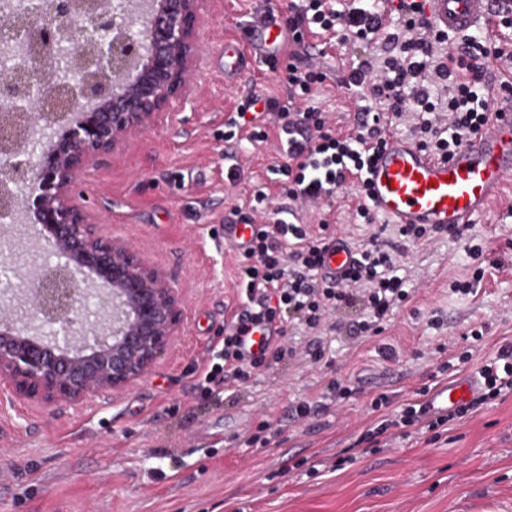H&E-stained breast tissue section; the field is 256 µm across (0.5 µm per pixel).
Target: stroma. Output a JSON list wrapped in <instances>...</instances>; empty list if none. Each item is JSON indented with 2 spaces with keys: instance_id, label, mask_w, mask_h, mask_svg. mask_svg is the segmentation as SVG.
<instances>
[{
  "instance_id": "35a3bbf8",
  "label": "stroma",
  "mask_w": 512,
  "mask_h": 512,
  "mask_svg": "<svg viewBox=\"0 0 512 512\" xmlns=\"http://www.w3.org/2000/svg\"><path fill=\"white\" fill-rule=\"evenodd\" d=\"M260 7L202 0L191 102H174L147 138L82 170L77 188L88 214L105 216L103 234L133 242L171 276L184 300L182 329L152 375L124 394L53 412L28 400L0 404L8 474L0 512H512V398L435 434L415 430L384 448L358 443L376 420L368 404L377 394L396 410L452 381L437 371L440 344L465 350L477 324L486 334L475 360L512 342V185L471 224L485 259L472 293L451 289L476 266L464 242L438 235L407 244L399 262L409 302L360 346L324 337L332 368L282 362L210 400L196 388L240 305L224 227L257 191L287 202L275 141L241 131L224 138L245 100L285 94L286 55L240 58L235 75L224 73L227 48L244 45ZM331 42V55L310 51L327 75L314 104L346 121L364 100L336 79L368 51L340 32ZM357 204L354 186L338 189L328 221L362 245L369 232L352 217ZM334 376L354 390L340 403L322 395ZM302 400L314 410L299 421L292 409ZM263 421L266 442H252Z\"/></svg>"
}]
</instances>
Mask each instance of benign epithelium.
Returning <instances> with one entry per match:
<instances>
[{"instance_id": "obj_1", "label": "benign epithelium", "mask_w": 512, "mask_h": 512, "mask_svg": "<svg viewBox=\"0 0 512 512\" xmlns=\"http://www.w3.org/2000/svg\"><path fill=\"white\" fill-rule=\"evenodd\" d=\"M24 2L0 17V397L77 407L143 381L182 327L168 274L101 234L73 188L190 99L200 0ZM15 224L55 261L19 263Z\"/></svg>"}]
</instances>
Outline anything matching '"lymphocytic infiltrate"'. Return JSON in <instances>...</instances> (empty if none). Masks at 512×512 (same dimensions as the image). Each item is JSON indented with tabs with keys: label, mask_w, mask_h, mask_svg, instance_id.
Instances as JSON below:
<instances>
[{
	"label": "lymphocytic infiltrate",
	"mask_w": 512,
	"mask_h": 512,
	"mask_svg": "<svg viewBox=\"0 0 512 512\" xmlns=\"http://www.w3.org/2000/svg\"><path fill=\"white\" fill-rule=\"evenodd\" d=\"M401 27L389 33V46L380 61L364 60L337 79L344 88H358L370 98L361 107V117L349 132L332 127L327 116L309 99L326 75L307 63L301 52L305 37L315 30L343 27L356 40L366 41L383 28L378 11L364 0L340 12L328 0H290L288 5V70L283 97L265 100L264 109L276 113L278 138L288 141L281 172L288 179L290 200L319 204L332 198L345 184V170L364 169L369 156L362 141L383 142L406 111L418 114L411 131L423 149L448 156L479 134L490 120L484 90L492 80L490 60L512 63V52L484 39L466 35L449 40L424 17L418 0H401ZM379 110H372V103ZM320 232L308 225L284 220L264 223L238 262L239 292L246 300L238 318L224 330L222 348L212 350L198 384L204 395L221 391L228 384H247L270 363L284 359L319 363L322 351L307 353L290 341H282L267 354L249 357L241 339L266 324L281 323L284 315H296L315 335L333 329L332 316L341 307L361 304L362 320L352 322L348 333L359 339L365 333L380 334L382 324L410 296L398 261L386 249L379 234H371L361 249L357 266L342 285H332L318 274L328 222ZM484 382L481 395L472 402L445 413H430L406 404L398 419H380L363 440L392 443L405 427L436 430L454 420L471 417L485 404L512 397V343L501 345L495 356L478 370Z\"/></svg>",
	"instance_id": "f902f5d3"
}]
</instances>
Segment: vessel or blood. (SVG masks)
Segmentation results:
<instances>
[{
  "label": "vessel or blood",
  "instance_id": "vessel-or-blood-1",
  "mask_svg": "<svg viewBox=\"0 0 512 512\" xmlns=\"http://www.w3.org/2000/svg\"><path fill=\"white\" fill-rule=\"evenodd\" d=\"M492 4L493 0H423L433 25L452 35L493 31ZM278 16V9L271 7L257 20L258 36L247 46L254 58L263 59L267 47L281 49L286 45L288 31ZM352 180L363 186L364 203L385 223L443 230L470 223L474 216L490 209L512 180V93H502L489 129L451 155L436 156L412 139L391 134ZM256 230L248 221L225 225L224 242L243 250L249 247ZM358 257L359 250L347 235H330L322 248L320 273L328 281H341ZM280 340L279 326L269 324L246 336L244 347L257 354L271 350ZM481 391L478 376L464 375L435 389L427 406L433 412H446L476 399Z\"/></svg>",
  "mask_w": 512,
  "mask_h": 512
}]
</instances>
